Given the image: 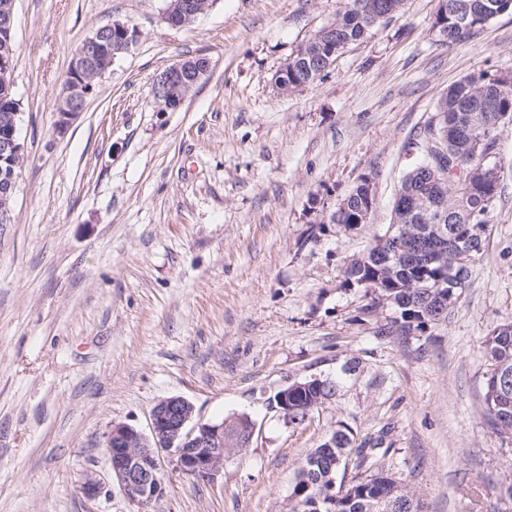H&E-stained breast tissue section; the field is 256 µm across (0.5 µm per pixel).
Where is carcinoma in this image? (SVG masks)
Returning a JSON list of instances; mask_svg holds the SVG:
<instances>
[{"label": "carcinoma", "instance_id": "obj_1", "mask_svg": "<svg viewBox=\"0 0 512 512\" xmlns=\"http://www.w3.org/2000/svg\"><path fill=\"white\" fill-rule=\"evenodd\" d=\"M380 6L379 13H397L403 0H349L336 17V38L319 45L331 61L341 55L338 46L365 39L381 23L366 8ZM448 9L432 22L440 41L456 44L473 37L499 15L512 13V0H447ZM445 101L448 142L433 145L438 166L459 174L448 184L447 196L427 193L424 183L432 173H406L402 193L393 205L391 239L378 243L354 258L345 269V281L371 290L373 305L390 304L398 312L394 320L398 335L416 336L458 299L457 290L471 275V263L482 250L486 217L498 194L497 181L482 182L471 175L485 153L494 150L496 119L512 118V84L483 75L466 76L448 87ZM483 135V144L471 139L473 130ZM363 178L339 203L336 223L357 224L367 197ZM444 203L448 222L440 225L427 213V202ZM448 230V249L433 261L425 249ZM490 368L486 373L483 401L489 423L502 440L512 441V323L496 326L483 341ZM305 387L288 394L293 421L330 400L336 388L332 380L308 379ZM353 435L336 431L306 457L298 472L288 512H421L419 501L405 485L384 468L349 483L337 481Z\"/></svg>", "mask_w": 512, "mask_h": 512}]
</instances>
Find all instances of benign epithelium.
<instances>
[{
  "instance_id": "benign-epithelium-1",
  "label": "benign epithelium",
  "mask_w": 512,
  "mask_h": 512,
  "mask_svg": "<svg viewBox=\"0 0 512 512\" xmlns=\"http://www.w3.org/2000/svg\"><path fill=\"white\" fill-rule=\"evenodd\" d=\"M190 9L186 0H166L162 20L171 26L180 27L186 18L196 19L207 12V8L203 7L191 14ZM115 29L125 32L119 46L121 53L129 52L137 42L138 30L118 21L94 29L82 40L80 50L72 55L57 99V133H66L83 111L86 100L84 72L97 67L102 76L107 71L105 64L113 56V51L109 50V35ZM209 67L210 62L205 57L181 58L159 74L153 89L158 111L177 110L184 102L180 87L185 75ZM325 71V62L319 59L313 63L306 80L290 85L278 77L274 81L275 88L282 94L294 93L314 84ZM12 72V52L5 40L0 49V89L6 94L13 87ZM20 115L18 111L7 117L8 131L0 136V161L9 163L24 155L19 134ZM17 178L18 174L11 169L0 182V224L10 222ZM194 415L195 408L190 401L173 396L160 400L153 407L148 435L128 424L112 426L106 439L112 477L132 501L145 505L163 495L165 485L159 467L160 453H172L181 473L203 480H214L224 471L226 454L248 447L253 439L255 424L250 419L245 421V427L242 428L246 441L237 443L225 438L226 423H195Z\"/></svg>"
}]
</instances>
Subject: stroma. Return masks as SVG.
I'll list each match as a JSON object with an SVG mask.
<instances>
[{
  "label": "stroma",
  "instance_id": "1",
  "mask_svg": "<svg viewBox=\"0 0 512 512\" xmlns=\"http://www.w3.org/2000/svg\"><path fill=\"white\" fill-rule=\"evenodd\" d=\"M347 5L215 0L172 27L164 0H16L25 162L0 224V512H286L306 456L343 428L424 512H512L499 491L512 443L482 399V341L512 323V124L497 130L483 250L445 320L402 339L395 310L345 282L387 231L449 85L512 79V14L446 46L431 28L438 0H405L316 84L278 93L282 64ZM115 20L138 43L56 134L75 47ZM198 55L205 78L158 111L156 77ZM366 175L369 223H331ZM310 378L335 380V397L285 421L275 393ZM171 396L200 422L248 415L255 434L212 482L162 453L165 492L143 506L112 479L106 436L148 431Z\"/></svg>",
  "mask_w": 512,
  "mask_h": 512
}]
</instances>
